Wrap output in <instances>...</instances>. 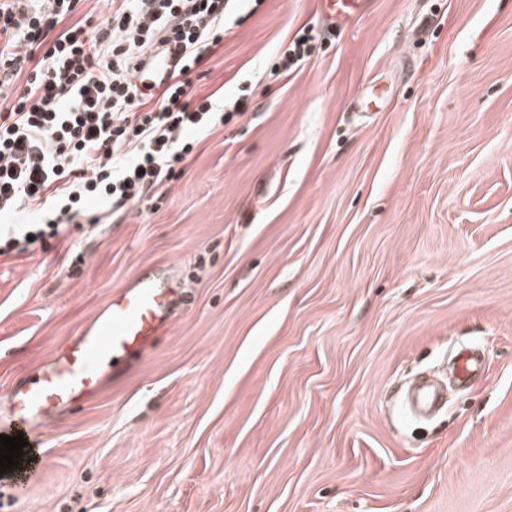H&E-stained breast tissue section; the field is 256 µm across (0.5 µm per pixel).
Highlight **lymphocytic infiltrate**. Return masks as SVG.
<instances>
[{
    "label": "lymphocytic infiltrate",
    "instance_id": "lymphocytic-infiltrate-1",
    "mask_svg": "<svg viewBox=\"0 0 512 512\" xmlns=\"http://www.w3.org/2000/svg\"><path fill=\"white\" fill-rule=\"evenodd\" d=\"M78 2L0 0V219L39 216L0 229V257L149 201L184 174L199 134L247 110L242 97L186 90L230 32L225 0H109L74 22ZM172 47L174 67L138 84L145 57Z\"/></svg>",
    "mask_w": 512,
    "mask_h": 512
}]
</instances>
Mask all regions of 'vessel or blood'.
Listing matches in <instances>:
<instances>
[{
    "label": "vessel or blood",
    "mask_w": 512,
    "mask_h": 512,
    "mask_svg": "<svg viewBox=\"0 0 512 512\" xmlns=\"http://www.w3.org/2000/svg\"><path fill=\"white\" fill-rule=\"evenodd\" d=\"M368 3L322 0L321 19L330 27L348 28ZM183 300V288L152 269L113 289L103 308L76 336L60 344L39 368L17 378L0 399V434L38 441L61 413L98 398L167 334ZM483 364L479 349H466L456 361L454 375L460 383L471 382L481 375ZM442 404L439 389L424 383L412 391L407 408L411 414L425 415Z\"/></svg>",
    "instance_id": "obj_1"
}]
</instances>
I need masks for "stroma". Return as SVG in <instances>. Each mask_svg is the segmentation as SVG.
I'll return each instance as SVG.
<instances>
[{"instance_id": "1", "label": "stroma", "mask_w": 512, "mask_h": 512, "mask_svg": "<svg viewBox=\"0 0 512 512\" xmlns=\"http://www.w3.org/2000/svg\"><path fill=\"white\" fill-rule=\"evenodd\" d=\"M233 0L183 176L0 259V394L143 267L189 302L0 475V512H512V0ZM314 49L274 71L295 34ZM475 345L420 423L396 397ZM320 1L322 21L332 28L345 29L364 14L370 0ZM484 358L477 348L462 351L454 365L453 374L462 384H467L479 377L483 370Z\"/></svg>"}]
</instances>
